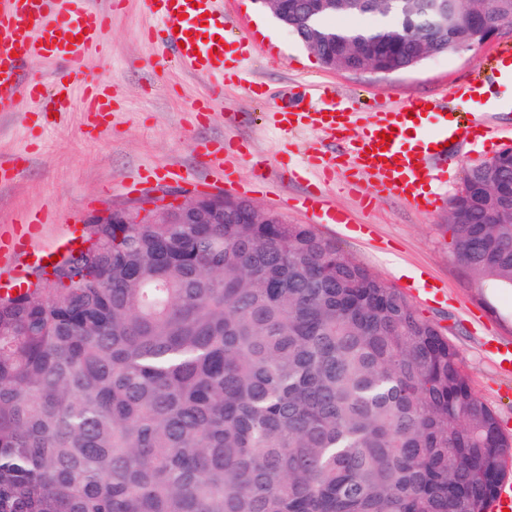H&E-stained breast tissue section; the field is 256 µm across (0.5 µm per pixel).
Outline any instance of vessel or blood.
Masks as SVG:
<instances>
[{
  "label": "vessel or blood",
  "mask_w": 512,
  "mask_h": 512,
  "mask_svg": "<svg viewBox=\"0 0 512 512\" xmlns=\"http://www.w3.org/2000/svg\"><path fill=\"white\" fill-rule=\"evenodd\" d=\"M148 8L160 23L153 38L171 50L186 70L220 81L239 77V63L250 54L251 46L243 39L234 48L220 45L228 26L220 0H150ZM109 18V12L91 9L85 0H0V112L12 111L23 101L46 120L53 113L72 111L73 87L79 83L76 66L103 37ZM33 57L66 60L74 69L56 75L49 86L22 82V68ZM82 86L83 112L102 120L109 117L113 112L110 82L101 77ZM359 110L357 101L339 97L331 84L324 83L316 87L314 99L306 105L273 107L271 117L286 136L309 131L343 143L337 154L312 151V169L327 175L343 172L352 187L359 176H368L374 197L398 196L420 213L431 212L438 204L437 196L425 187L435 170L448 167L447 142L487 135L482 124L462 123L449 117L440 103L431 104L424 98L378 110L361 125L353 120ZM384 131L392 132L391 141H382ZM242 158L249 159L258 181L298 177L295 170L270 166L266 159L246 155L233 144L200 156V173L170 167L158 176L203 189L216 182L239 192L245 187L238 172ZM300 205L309 212L323 213L325 223L347 221L344 213L326 207L317 185L309 186ZM45 221L42 213H28L14 221L12 232L0 234V272L11 273L21 263L37 266L51 260V252L30 246L32 234Z\"/></svg>",
  "instance_id": "obj_1"
}]
</instances>
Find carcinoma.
Masks as SVG:
<instances>
[{"label": "carcinoma", "instance_id": "obj_1", "mask_svg": "<svg viewBox=\"0 0 512 512\" xmlns=\"http://www.w3.org/2000/svg\"><path fill=\"white\" fill-rule=\"evenodd\" d=\"M288 0L333 70L479 45L512 0ZM338 14L367 19L336 27ZM512 157L466 170L455 258L512 293ZM90 246L0 296V512H483L512 434L456 347L311 224H88Z\"/></svg>", "mask_w": 512, "mask_h": 512}]
</instances>
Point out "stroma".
<instances>
[{
  "label": "stroma",
  "instance_id": "35a3bbf8",
  "mask_svg": "<svg viewBox=\"0 0 512 512\" xmlns=\"http://www.w3.org/2000/svg\"><path fill=\"white\" fill-rule=\"evenodd\" d=\"M105 35V53H90L89 75L112 82L115 113L104 130H85L80 113H71L55 126L39 124L28 105L0 112V157L22 154L25 162L17 176L0 183V226L22 215L40 211L48 222L41 226L36 245L56 247L82 225L91 212L103 207L134 204L126 183L147 169L191 166L200 152L214 143L237 141L266 156L272 164L297 167L316 148L330 142L308 132L286 138L266 117L267 104L282 103L289 93L311 91L327 82L366 111L394 106L415 98H440L451 88L466 91L470 83L512 49V26L473 49L436 56L418 67L381 76L368 71L349 73L324 67L258 0H224L234 38H247L253 52L242 62V83H225L220 107L209 117L194 119L189 109L196 99L212 94L213 81L180 70L174 58H161L145 39L155 25L146 0H126L111 9ZM266 91V102L251 96L248 81ZM451 110L467 122L490 112L493 123L512 129V84L496 82L484 110L454 103ZM502 139L460 142L452 149L451 177H436V209L421 214L397 197L381 199L370 215H363L361 200L370 191L361 177L356 191L342 183L328 186L326 205L346 211L351 223L322 224L319 232L398 289L414 282L410 300L417 312L455 345L477 396L493 406L503 427L512 432V371L502 369L489 346L512 351V294L503 292L480 303L479 291L455 259L449 245L448 202L458 193L467 168L493 157ZM306 182L253 185L248 199L255 205L282 213L290 223L311 224L314 216L293 205Z\"/></svg>",
  "mask_w": 512,
  "mask_h": 512
}]
</instances>
